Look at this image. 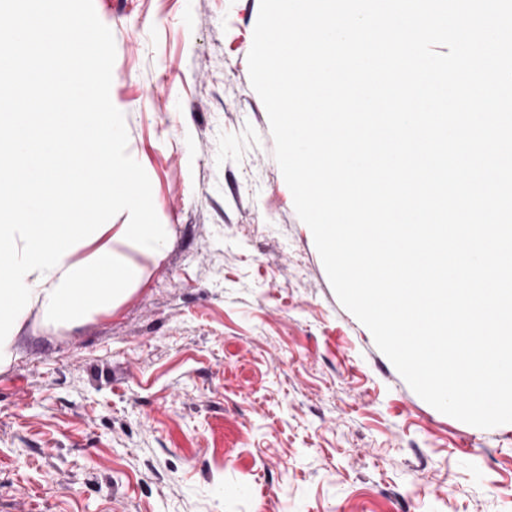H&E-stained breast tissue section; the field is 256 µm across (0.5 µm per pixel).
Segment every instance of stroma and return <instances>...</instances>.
I'll return each instance as SVG.
<instances>
[{
  "label": "stroma",
  "mask_w": 512,
  "mask_h": 512,
  "mask_svg": "<svg viewBox=\"0 0 512 512\" xmlns=\"http://www.w3.org/2000/svg\"><path fill=\"white\" fill-rule=\"evenodd\" d=\"M260 0H49L168 225L117 309L23 323L0 368V512H512V424L419 397L335 295L247 56Z\"/></svg>",
  "instance_id": "1"
}]
</instances>
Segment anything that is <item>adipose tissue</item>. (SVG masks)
I'll use <instances>...</instances> for the list:
<instances>
[{"label": "adipose tissue", "instance_id": "1", "mask_svg": "<svg viewBox=\"0 0 512 512\" xmlns=\"http://www.w3.org/2000/svg\"><path fill=\"white\" fill-rule=\"evenodd\" d=\"M40 0H25V21L15 29L16 43L29 49L28 66L54 72L53 56H70L73 72L84 60L67 32H47ZM40 107H33L28 123L17 130L11 144L19 163L11 181H0V367L15 355L17 334L26 318L39 314L51 324H76L94 313L114 310L143 276L142 266L117 251L124 244L142 255L160 258L169 235L164 224H85L79 213L86 204L72 197L62 223L39 224L31 219L46 195L57 193L58 174L83 182L90 174L75 161L78 141L95 142L109 153L118 126L105 124L106 103L96 105L97 120L80 134L66 126L43 125ZM120 194L132 210H140L146 193L140 181L118 170L101 179L99 204ZM89 249L82 260L78 248Z\"/></svg>", "mask_w": 512, "mask_h": 512}]
</instances>
